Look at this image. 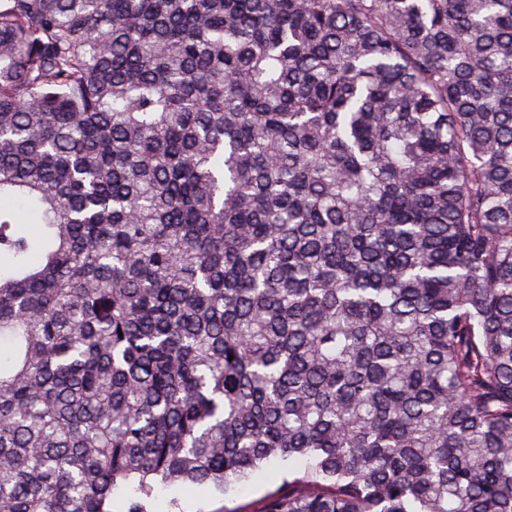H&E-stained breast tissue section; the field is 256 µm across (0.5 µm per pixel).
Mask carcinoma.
<instances>
[{"instance_id": "carcinoma-1", "label": "carcinoma", "mask_w": 512, "mask_h": 512, "mask_svg": "<svg viewBox=\"0 0 512 512\" xmlns=\"http://www.w3.org/2000/svg\"><path fill=\"white\" fill-rule=\"evenodd\" d=\"M2 259L0 512H512V0H0ZM277 463L267 466L268 479H254L245 491L224 495L211 487L185 486L170 490L157 487L151 512H258L263 499L282 484L283 471ZM175 501V506H169Z\"/></svg>"}]
</instances>
